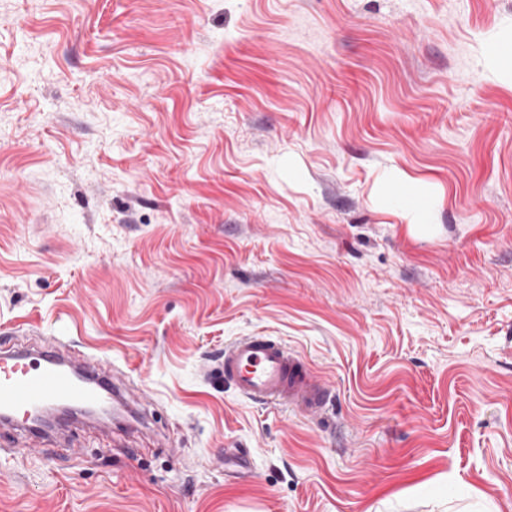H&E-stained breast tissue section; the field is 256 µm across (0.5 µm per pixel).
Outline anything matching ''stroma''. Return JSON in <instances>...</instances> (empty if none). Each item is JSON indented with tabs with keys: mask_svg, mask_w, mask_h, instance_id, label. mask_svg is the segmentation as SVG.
Returning a JSON list of instances; mask_svg holds the SVG:
<instances>
[{
	"mask_svg": "<svg viewBox=\"0 0 512 512\" xmlns=\"http://www.w3.org/2000/svg\"><path fill=\"white\" fill-rule=\"evenodd\" d=\"M511 37L512 0H0V333L164 432L0 450V512H512ZM247 334L324 420L225 386Z\"/></svg>",
	"mask_w": 512,
	"mask_h": 512,
	"instance_id": "35a3bbf8",
	"label": "stroma"
}]
</instances>
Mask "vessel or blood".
Segmentation results:
<instances>
[{"instance_id": "obj_1", "label": "vessel or blood", "mask_w": 512, "mask_h": 512, "mask_svg": "<svg viewBox=\"0 0 512 512\" xmlns=\"http://www.w3.org/2000/svg\"><path fill=\"white\" fill-rule=\"evenodd\" d=\"M223 368L225 385L250 402L291 407L308 417L327 409L328 383L272 337L255 334L225 343ZM109 400L128 402L124 380L110 361L72 353L57 336L31 347L0 342V430L6 434L46 439L50 432L34 423L39 410H86Z\"/></svg>"}]
</instances>
